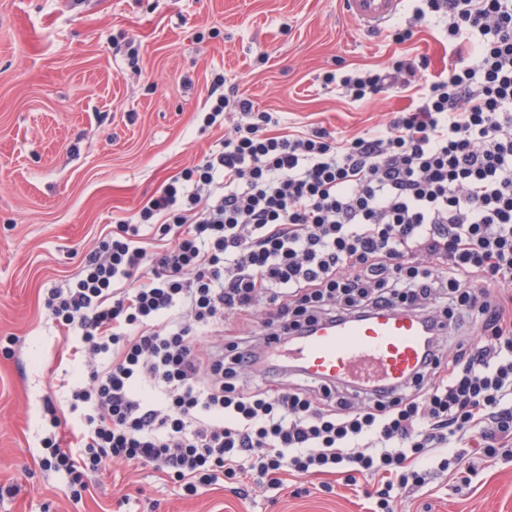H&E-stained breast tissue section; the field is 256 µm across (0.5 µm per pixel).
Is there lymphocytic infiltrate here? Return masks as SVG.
Returning <instances> with one entry per match:
<instances>
[{
    "mask_svg": "<svg viewBox=\"0 0 512 512\" xmlns=\"http://www.w3.org/2000/svg\"><path fill=\"white\" fill-rule=\"evenodd\" d=\"M459 61L429 74L426 56L352 70L351 101L395 91L410 104L386 133L344 139L315 128L278 133L216 75L204 127L242 119L219 150L119 221L44 305L85 359L70 387L71 444L47 407L43 462L81 500L116 461L152 466L190 495L224 483H282L284 471L377 482L373 512H395L422 486L421 456L443 458L473 436L486 457L512 444V0H418ZM410 311L452 330L481 321L482 346L453 366L434 344L414 378L381 398L337 386L280 388L281 372L246 349L253 317L264 341L289 342L324 319ZM230 343L198 349L226 321ZM264 380L246 390L239 374Z\"/></svg>",
    "mask_w": 512,
    "mask_h": 512,
    "instance_id": "obj_1",
    "label": "lymphocytic infiltrate"
}]
</instances>
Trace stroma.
Here are the masks:
<instances>
[{
	"label": "stroma",
	"mask_w": 512,
	"mask_h": 512,
	"mask_svg": "<svg viewBox=\"0 0 512 512\" xmlns=\"http://www.w3.org/2000/svg\"><path fill=\"white\" fill-rule=\"evenodd\" d=\"M419 55L433 73L453 64L442 26L398 45L342 0H0V512H370L363 481L287 472L245 499L227 486L191 497L124 463L73 502L41 463L45 405L68 417L63 383L80 369L44 296L237 122L201 127L215 74L283 126L350 138L384 131L409 100L353 102L325 76ZM421 465L430 475L398 512H512V451Z\"/></svg>",
	"instance_id": "35a3bbf8"
}]
</instances>
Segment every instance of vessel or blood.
<instances>
[{"mask_svg": "<svg viewBox=\"0 0 512 512\" xmlns=\"http://www.w3.org/2000/svg\"><path fill=\"white\" fill-rule=\"evenodd\" d=\"M369 30L384 28L403 0H344ZM436 330L419 315L387 308L361 319L324 320L289 343L285 356L305 377L321 383L368 381L380 392L409 381Z\"/></svg>", "mask_w": 512, "mask_h": 512, "instance_id": "obj_1", "label": "vessel or blood"}]
</instances>
